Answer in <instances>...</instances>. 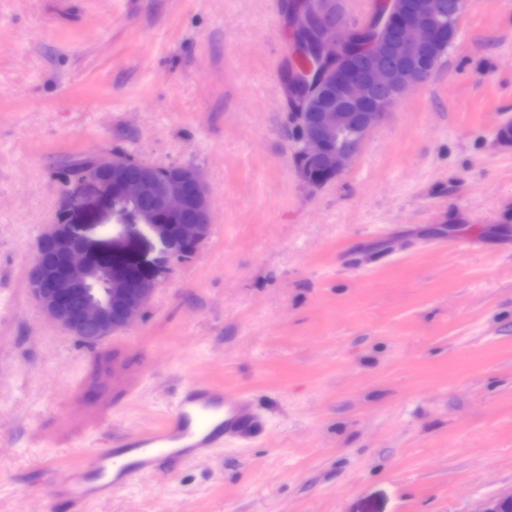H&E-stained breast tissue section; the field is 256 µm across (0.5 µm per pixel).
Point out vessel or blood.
<instances>
[{
  "label": "vessel or blood",
  "instance_id": "b4317fda",
  "mask_svg": "<svg viewBox=\"0 0 512 512\" xmlns=\"http://www.w3.org/2000/svg\"><path fill=\"white\" fill-rule=\"evenodd\" d=\"M249 423L243 399L231 392L192 384L156 426L126 439L136 461L123 462L112 448L99 450L88 468L95 479H111L113 488L134 483L160 458L174 456L190 462L211 449L220 434L235 435Z\"/></svg>",
  "mask_w": 512,
  "mask_h": 512
}]
</instances>
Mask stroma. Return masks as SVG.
Returning a JSON list of instances; mask_svg holds the SVG:
<instances>
[{
  "mask_svg": "<svg viewBox=\"0 0 512 512\" xmlns=\"http://www.w3.org/2000/svg\"><path fill=\"white\" fill-rule=\"evenodd\" d=\"M282 0H0V512H66L92 451L183 387L250 435L85 512H476L512 490V6L465 0L431 78L336 179L295 160ZM203 170L214 225L88 345L29 296L67 159ZM53 470H45L47 460Z\"/></svg>",
  "mask_w": 512,
  "mask_h": 512,
  "instance_id": "35a3bbf8",
  "label": "stroma"
}]
</instances>
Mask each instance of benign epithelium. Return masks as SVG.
Returning <instances> with one entry per match:
<instances>
[{"mask_svg": "<svg viewBox=\"0 0 512 512\" xmlns=\"http://www.w3.org/2000/svg\"><path fill=\"white\" fill-rule=\"evenodd\" d=\"M373 44L346 26L326 0H300L298 34L327 62L305 110L289 112L294 154L311 185L346 169L369 132L403 95L425 83L454 39L461 7L443 0H390ZM104 202L88 222L59 211L37 238L27 283L55 325L86 343L127 330L171 267L196 254L212 231L211 190L192 166H160L123 155L67 170Z\"/></svg>", "mask_w": 512, "mask_h": 512, "instance_id": "7a95c632", "label": "benign epithelium"}]
</instances>
